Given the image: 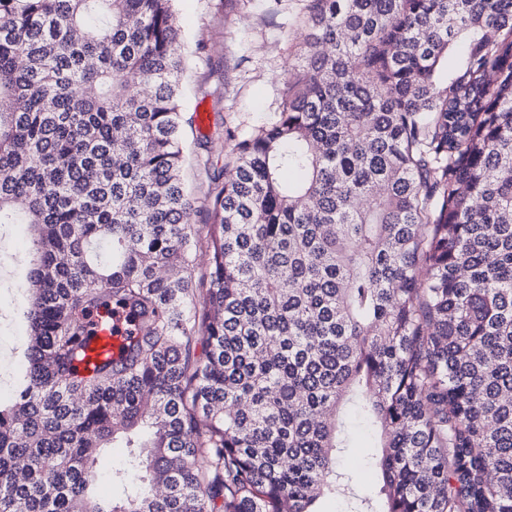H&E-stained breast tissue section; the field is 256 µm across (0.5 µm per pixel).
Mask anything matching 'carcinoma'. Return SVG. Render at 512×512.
Wrapping results in <instances>:
<instances>
[{"label":"carcinoma","instance_id":"cac0c4a2","mask_svg":"<svg viewBox=\"0 0 512 512\" xmlns=\"http://www.w3.org/2000/svg\"><path fill=\"white\" fill-rule=\"evenodd\" d=\"M175 2L0 0V225L33 254L0 512H512V0H306L200 227ZM99 312L127 341L82 373ZM356 439L357 448H345L341 463L350 473L352 478L351 485L355 491L361 495L374 494L378 485V476L374 468L368 463V454L370 448L365 446L364 433L358 430ZM126 448H107L99 463V474L96 482V493L101 496H111L112 471L121 467L124 460Z\"/></svg>","mask_w":512,"mask_h":512}]
</instances>
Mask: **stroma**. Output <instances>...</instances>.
Wrapping results in <instances>:
<instances>
[{"mask_svg": "<svg viewBox=\"0 0 512 512\" xmlns=\"http://www.w3.org/2000/svg\"><path fill=\"white\" fill-rule=\"evenodd\" d=\"M183 34L196 54L187 71V116L183 129L189 153L185 180L197 202L193 219L204 224L202 201L208 172H220L234 142L276 120L288 71L302 64L296 38L306 17V0H177ZM206 123H196L197 113ZM28 231L7 228L0 240V404L10 405L23 377L20 339L23 319L16 286L25 275ZM364 439L345 449L341 462L359 494L374 493L378 476L368 462Z\"/></svg>", "mask_w": 512, "mask_h": 512, "instance_id": "stroma-1", "label": "stroma"}]
</instances>
